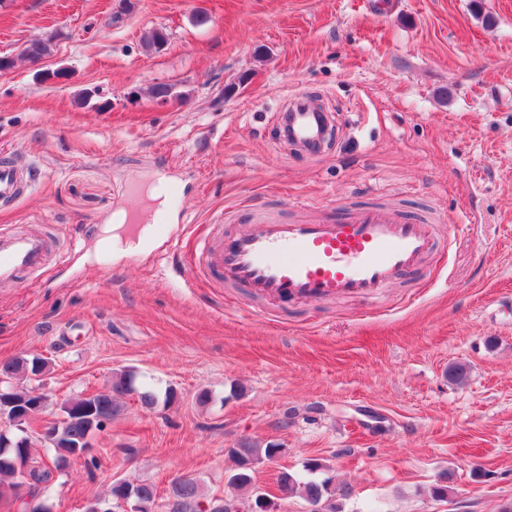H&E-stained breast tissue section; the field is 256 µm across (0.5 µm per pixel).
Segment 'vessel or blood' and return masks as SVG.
<instances>
[{"mask_svg":"<svg viewBox=\"0 0 512 512\" xmlns=\"http://www.w3.org/2000/svg\"><path fill=\"white\" fill-rule=\"evenodd\" d=\"M278 135L315 155L325 150L333 131L327 113L302 94L281 114ZM23 185L15 163L0 164L1 203L16 199ZM52 246V239L40 233H1L0 285L18 283L24 273L47 272ZM447 247L440 225L376 204L288 223L232 229L219 224L182 262L195 279L213 288H239L275 305L328 303L375 298L411 275L433 280V260Z\"/></svg>","mask_w":512,"mask_h":512,"instance_id":"b4317fda","label":"vessel or blood"}]
</instances>
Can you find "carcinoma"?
I'll return each mask as SVG.
<instances>
[{
  "label": "carcinoma",
  "mask_w": 512,
  "mask_h": 512,
  "mask_svg": "<svg viewBox=\"0 0 512 512\" xmlns=\"http://www.w3.org/2000/svg\"><path fill=\"white\" fill-rule=\"evenodd\" d=\"M53 37L28 43L22 50L23 56L34 62L50 55ZM28 366L24 358L15 357L0 361V389L17 402L28 400L30 391L17 388L12 380L26 377ZM134 394L138 402L145 408H153L158 397L155 391L148 387L136 385V373L122 370L112 375L110 388L98 391L90 396L79 394L72 397L77 409L60 408L64 421L60 426L62 439L61 447L57 448L44 443L45 453L40 457L32 454L31 446L17 447L16 433L7 434V440L12 447L0 455V488H14L25 485L28 494L35 500L31 512H49L52 507L51 481L55 473H63L65 468L60 466L66 453L76 452V447H84V442L93 430L104 428L105 423L119 411L117 400L123 396ZM283 448L269 443L259 448L253 443L243 440L237 448L229 452L238 466V472L233 477L232 485L240 491V498H251L252 472L254 465L263 461H272ZM277 484L284 494H297L308 503L318 504L326 496L334 495L330 479L322 481L303 479L287 471L278 475ZM165 512H207L206 505L214 502V498H202L196 480L177 477L173 479L162 496Z\"/></svg>",
  "instance_id": "1"
}]
</instances>
